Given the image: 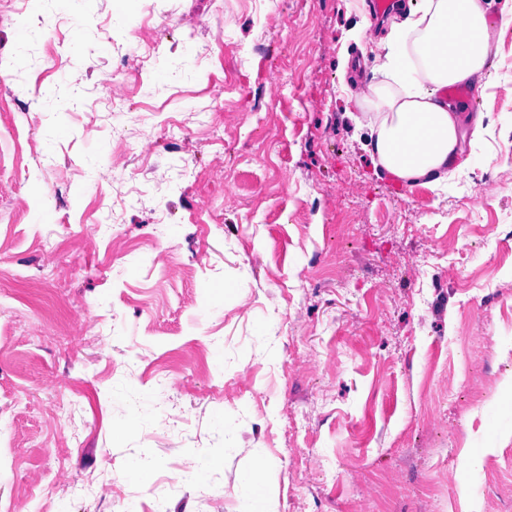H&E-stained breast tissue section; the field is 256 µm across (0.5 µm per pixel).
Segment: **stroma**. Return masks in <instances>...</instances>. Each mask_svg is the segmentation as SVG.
<instances>
[{
  "mask_svg": "<svg viewBox=\"0 0 512 512\" xmlns=\"http://www.w3.org/2000/svg\"><path fill=\"white\" fill-rule=\"evenodd\" d=\"M505 7L472 167L398 194L362 149L365 0L0 18V512H512ZM116 174L138 199L103 236Z\"/></svg>",
  "mask_w": 512,
  "mask_h": 512,
  "instance_id": "stroma-1",
  "label": "stroma"
}]
</instances>
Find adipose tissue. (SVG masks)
Returning <instances> with one entry per match:
<instances>
[{
	"label": "adipose tissue",
	"instance_id": "1",
	"mask_svg": "<svg viewBox=\"0 0 512 512\" xmlns=\"http://www.w3.org/2000/svg\"><path fill=\"white\" fill-rule=\"evenodd\" d=\"M492 0H425L392 23L376 57L379 81L364 103L375 110L366 154L375 174L430 187L472 163L487 134L483 113L463 116L448 89L480 81L495 48Z\"/></svg>",
	"mask_w": 512,
	"mask_h": 512
}]
</instances>
